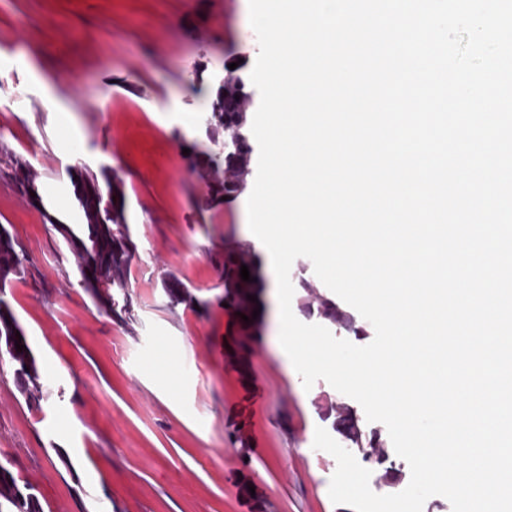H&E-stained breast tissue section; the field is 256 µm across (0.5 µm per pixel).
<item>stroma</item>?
I'll list each match as a JSON object with an SVG mask.
<instances>
[{
  "label": "stroma",
  "mask_w": 512,
  "mask_h": 512,
  "mask_svg": "<svg viewBox=\"0 0 512 512\" xmlns=\"http://www.w3.org/2000/svg\"><path fill=\"white\" fill-rule=\"evenodd\" d=\"M258 53L248 0H0V224L29 261L5 294L28 361L0 341V512H353L331 501L337 462L313 447L345 396L284 365L248 195L200 208L209 189L184 154L209 148L225 75L249 77ZM20 163L39 173L23 195ZM79 169L125 182L127 325L49 228L82 223ZM242 243L264 291L241 353L221 259ZM169 271L191 303L168 308Z\"/></svg>",
  "instance_id": "1"
}]
</instances>
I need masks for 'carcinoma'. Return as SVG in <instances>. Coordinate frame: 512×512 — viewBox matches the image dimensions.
Returning <instances> with one entry per match:
<instances>
[{"instance_id": "carcinoma-1", "label": "carcinoma", "mask_w": 512, "mask_h": 512, "mask_svg": "<svg viewBox=\"0 0 512 512\" xmlns=\"http://www.w3.org/2000/svg\"><path fill=\"white\" fill-rule=\"evenodd\" d=\"M246 83L242 77H235L234 83L224 86L218 94L213 112L206 121V137L209 142L224 145V162L218 163L208 151L191 146L188 155L190 173L205 182L210 198L231 197L244 189L250 173L251 147H237L235 143H246L244 113L226 111V101L238 98V102L250 103ZM80 194L85 223L77 226L53 223L51 229L61 236L73 255L80 273V285L91 296L97 306L109 311L122 322L134 318L128 293L131 266L137 253L130 226L126 224L123 212L111 209L124 197V182L116 174L106 171L101 175H80ZM256 255L251 245L241 244L237 249L224 254V288L229 304L242 313L253 309L254 302L247 299L243 288H259L261 280L254 271ZM26 256L20 242L9 229L0 224V294L13 281L25 274ZM248 266L254 281L241 279V265ZM299 287L306 296L300 299L299 309L306 316H317L332 325L354 328V317L340 309L331 299L312 294L313 285L302 279ZM162 288L175 307L187 302L186 284L175 274L168 273L162 280ZM22 332L9 303L0 297V336H14ZM334 417L333 428L353 444L376 449L380 447L377 435L363 440L358 420L347 407L330 406L325 417Z\"/></svg>"}]
</instances>
